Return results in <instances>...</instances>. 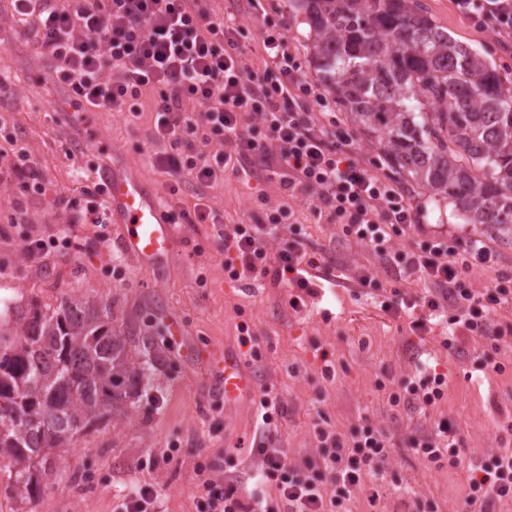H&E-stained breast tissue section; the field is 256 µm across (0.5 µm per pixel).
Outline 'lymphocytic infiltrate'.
Masks as SVG:
<instances>
[{
  "instance_id": "1",
  "label": "lymphocytic infiltrate",
  "mask_w": 512,
  "mask_h": 512,
  "mask_svg": "<svg viewBox=\"0 0 512 512\" xmlns=\"http://www.w3.org/2000/svg\"><path fill=\"white\" fill-rule=\"evenodd\" d=\"M454 2L475 26L492 27L498 40L512 39V0ZM14 10L29 22L38 54L54 61L53 81L73 106L136 116L144 90L154 91L152 139L161 146L154 155L160 171L202 190L230 165L253 158L278 177L286 201L267 224H236L218 234L230 279L271 277L290 288L288 305L301 311L314 293L309 271L319 262L298 237L269 252L265 228L293 216V200L313 197L314 213L342 221L344 235L422 284L423 297L394 292L385 311L411 314L412 330L422 335L429 325L416 308L446 310L445 348H457L463 336L500 348L502 332L492 319L512 303V287L500 281L477 291L463 277L494 263L495 253L480 238L458 249L444 234L410 251L394 248L393 238L416 225L417 211L398 184L358 159L348 137L314 122L310 100L317 92L288 49L285 23L262 29L264 55L255 67L246 61L237 15L215 14L205 0H14ZM0 182L19 185L26 196L46 191L22 149L0 166ZM446 385L443 375L422 376L390 392L388 401L423 411L442 400ZM315 434L322 459L317 470L291 466L277 449L254 448L259 479L274 488L277 505L263 495H243L234 478L203 471L195 512H349L354 488L386 460L390 441L371 427L348 437L322 427ZM455 435L450 422L440 421L411 445L435 467L454 466ZM480 470L481 479L469 481L461 512H494L497 502L512 500V448L489 455ZM327 472L333 475L329 484L323 481Z\"/></svg>"
}]
</instances>
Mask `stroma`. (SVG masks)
Masks as SVG:
<instances>
[{"label": "stroma", "mask_w": 512, "mask_h": 512, "mask_svg": "<svg viewBox=\"0 0 512 512\" xmlns=\"http://www.w3.org/2000/svg\"><path fill=\"white\" fill-rule=\"evenodd\" d=\"M424 2L435 24L512 79V52L502 49L491 30L476 28L454 0ZM208 5L217 13L238 12L246 58L256 67L265 22H286L290 51L306 76L314 77L309 28L288 0H259L253 8L246 0H208ZM12 10L11 0H0V74L7 78L0 87V155L23 147L47 191L19 211L16 187L0 183V304L35 305L46 312L67 298L111 305L113 326L133 334L131 358H152L155 379L128 416L93 421L68 447L58 449L62 477L34 501L9 494L0 482V512H113L122 498L145 484L157 490L162 512H195L196 468L209 464L236 477L241 492L249 493L257 484L250 450L263 439L258 408L265 390L279 395L287 408L270 445L290 464L318 462L313 425L323 420L345 435L368 424L390 438L379 478L365 479L353 492L351 512H417L421 503L433 505L434 512H459L468 475L487 453L512 448V349L496 352L464 338L459 349H445L446 319L439 315L432 332L417 335L410 316L379 306L395 290L417 292L416 283L299 201L294 228L307 252L320 261L311 271L317 294L299 312L288 306L289 288L270 278L230 280L217 228L210 224L181 220V243L162 268L126 256L115 224L77 221L82 189L100 182L107 165L116 162L137 171L173 210L190 213L203 202L220 209L228 225L266 223L269 203L282 194L279 183L244 162L225 170L223 180L204 194L185 183L171 193L172 177L153 164L152 96L143 97L136 118L73 109L52 81L53 61L34 54L25 24L12 19ZM310 109L319 125L351 135L354 151L374 174L392 177V169L377 156L374 137L358 130L347 113L316 103ZM408 196L420 224L397 238L398 247L409 250L445 232L463 249L478 236L494 250L497 262L470 270L468 279L478 288L501 277L512 280V234L466 223L453 205L430 199L423 190H409ZM291 229L274 230L270 247H278ZM62 231L72 245H58L43 256L24 253L26 237ZM358 267L372 272L375 286L357 284L353 271ZM173 319L183 324L186 343L171 338L168 323ZM242 323L252 334L245 344L237 330ZM214 346L238 352L256 380L255 394L228 404L215 393L202 356ZM484 357L502 362L505 372L475 371V360ZM419 360L445 374L448 382L443 400L425 414L388 402L389 392L414 376ZM328 364L335 370L330 378L323 374ZM443 418L456 429L460 463L438 469L410 441Z\"/></svg>", "instance_id": "stroma-1"}]
</instances>
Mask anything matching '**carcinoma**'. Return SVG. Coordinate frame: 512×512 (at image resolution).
<instances>
[{"mask_svg": "<svg viewBox=\"0 0 512 512\" xmlns=\"http://www.w3.org/2000/svg\"><path fill=\"white\" fill-rule=\"evenodd\" d=\"M311 33L310 62L336 107L399 179L512 231V86L497 66L455 41L420 0H290ZM111 309L66 299L0 323V471L5 490L33 500L61 477L48 461L95 419L127 415L130 390L152 382L150 359ZM50 412L51 426L32 422Z\"/></svg>", "mask_w": 512, "mask_h": 512, "instance_id": "obj_1", "label": "carcinoma"}]
</instances>
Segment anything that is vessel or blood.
Listing matches in <instances>:
<instances>
[{"mask_svg": "<svg viewBox=\"0 0 512 512\" xmlns=\"http://www.w3.org/2000/svg\"><path fill=\"white\" fill-rule=\"evenodd\" d=\"M102 178L109 187L108 213L120 229L121 250L139 263L163 266L179 244L180 233L155 188L139 173L116 165L105 168ZM205 358L225 402L254 393L255 380L237 354L212 349Z\"/></svg>", "mask_w": 512, "mask_h": 512, "instance_id": "vessel-or-blood-1", "label": "vessel or blood"}]
</instances>
